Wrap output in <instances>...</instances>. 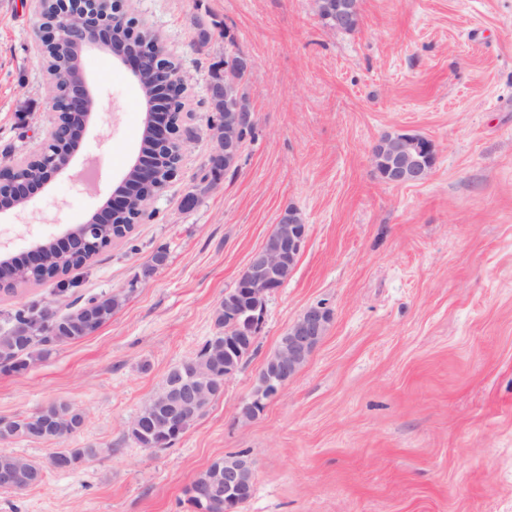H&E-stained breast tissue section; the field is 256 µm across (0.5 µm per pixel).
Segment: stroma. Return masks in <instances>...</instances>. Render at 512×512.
Listing matches in <instances>:
<instances>
[{"label": "stroma", "instance_id": "obj_1", "mask_svg": "<svg viewBox=\"0 0 512 512\" xmlns=\"http://www.w3.org/2000/svg\"><path fill=\"white\" fill-rule=\"evenodd\" d=\"M38 7L0 0V157L14 161L40 149L54 119ZM135 7L191 77L185 156L132 232L69 273V293L52 282L0 290V329L34 302L62 314L80 298H122L88 338L0 371V417L70 402L85 422L67 447L99 450L75 471L47 468L37 487L0 490V512H187L185 487L239 451L256 462L240 512H512V0H360L351 33L328 31L315 0ZM200 19L218 23L205 47ZM237 55L251 62L254 130L183 211L213 144L206 85ZM85 67L98 111L72 170L0 219L11 257L101 210L139 151L144 105L129 66L97 50ZM397 132L433 142L424 182L375 173L374 144ZM88 162L94 195L76 176ZM291 207L308 237L253 351L171 447H138L131 419L215 334L225 291ZM159 249L166 264L142 279ZM318 302L333 311L322 342L256 419H238L266 359Z\"/></svg>", "mask_w": 512, "mask_h": 512}]
</instances>
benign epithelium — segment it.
Here are the masks:
<instances>
[{
	"label": "benign epithelium",
	"instance_id": "benign-epithelium-1",
	"mask_svg": "<svg viewBox=\"0 0 512 512\" xmlns=\"http://www.w3.org/2000/svg\"><path fill=\"white\" fill-rule=\"evenodd\" d=\"M60 8L55 10L51 21L42 19L37 29L45 41L62 38L75 55L74 70L63 76L64 104L67 121L62 126L52 125L46 143L56 144L55 153L46 155L39 171L33 176L18 177L16 169L8 164L0 165V185L8 182L19 189L21 203L5 208L0 205V214L9 215L24 209L32 199L34 191L48 184L57 174L71 166L76 146L81 144L90 124V115L96 105L86 70L82 61L94 49H106L114 57L128 64L136 80L148 75L152 91L142 92L156 112L167 113L174 105L185 106L186 94L190 88L184 72L173 73L161 59L167 54L164 42H159L155 50L112 35V29L124 23L125 0H113V8L100 12L89 6L88 0H56ZM206 100L224 104L237 113L235 128L224 137L214 138L211 155L224 159H239L242 151V130L253 122L251 111L241 112L230 95V87L221 82H210L206 87ZM156 146L180 144V152L186 145L180 134L178 121L167 119L164 123H152L145 129ZM436 153L433 143L425 137L408 133H396L381 138L372 148V162L379 178L397 186L417 184L424 181L433 169ZM160 179L156 168L136 160L123 183L113 193L111 206L103 214L88 219L82 224L66 230L63 236L49 237L36 241L18 265L22 271H35L43 268L46 248L57 244L69 252H81L100 245L102 228L110 223L109 216L124 212L130 205L131 183L140 181L154 183ZM273 233L277 237V247L273 250L260 247L255 250L236 282V287L224 293V319L230 328L224 332V353L235 348L246 347L255 339V332L263 314L251 315L240 321L242 312L237 309L238 296L250 294L265 298L283 286L284 269H293L303 250L308 225L296 209H291L288 222L275 225ZM333 318L332 310L324 303H316L305 308L296 321L281 338L279 346L266 361L260 373L259 387L243 400L238 408V416L251 420L263 410L262 397H274L269 386L275 384L282 389L302 369L304 364L326 335ZM213 399L212 388L200 382L175 378L164 380L162 388L151 398L152 406L159 412V419L149 415H136L132 424L145 427L155 435H173L189 429ZM29 471L27 466L0 471L1 488L21 487V476ZM255 462L245 455L239 459L224 460V474L203 488L193 490V494L207 501L210 512H236L239 506L251 499L254 493Z\"/></svg>",
	"mask_w": 512,
	"mask_h": 512
}]
</instances>
